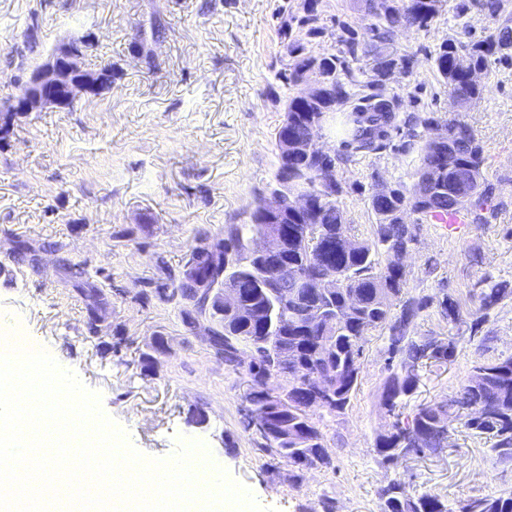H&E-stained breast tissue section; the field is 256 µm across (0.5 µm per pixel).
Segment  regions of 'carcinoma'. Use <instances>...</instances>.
<instances>
[{"instance_id": "obj_1", "label": "carcinoma", "mask_w": 512, "mask_h": 512, "mask_svg": "<svg viewBox=\"0 0 512 512\" xmlns=\"http://www.w3.org/2000/svg\"><path fill=\"white\" fill-rule=\"evenodd\" d=\"M410 2L416 27H428L438 13L439 0ZM366 6L377 20L372 38L367 40L355 30L345 29L338 51L323 60V74L331 85L328 97L320 101H310L300 94L288 98L283 120L275 129V147H280L286 138L301 141L312 136L320 115L340 107L348 108L344 120L346 149L328 157L326 163L338 167L353 156L379 153L390 147L392 132L400 131L405 101L396 93L384 94L379 78L360 83L354 65L370 57L385 76L395 69L409 73L413 57L390 50L393 36L403 23L401 9L387 6L383 0H366ZM472 9L490 21L486 34L470 42L445 40L432 56L436 72L462 104L480 98L481 89L460 67V61L465 59L470 68L483 72L507 58L509 51L504 46L512 44V13L507 11L504 0L460 3L461 12ZM295 27L308 36L324 33L320 14L314 9L308 16L293 15L282 22L279 35L289 64L278 73V79L292 87L298 85L311 64L303 43L291 38ZM404 125L407 146L417 137L420 127L445 128L453 148L448 155V170L423 190L415 182L410 187L394 186L387 197L371 195L369 209L374 224L370 238L344 249L341 240L350 227L341 207L342 182L338 180L336 185L324 188L314 173L318 159L300 153L285 157L278 152L268 192L281 190L280 173L286 169L288 177L302 180L312 197L309 210L290 209L279 225L288 240V251L279 261L269 264L253 256L254 236L265 223L264 195L260 193L253 200L250 223L225 225L221 238L198 231L183 268L176 273L161 268L164 278L154 288L159 300L175 303L189 329H195L201 319L214 325L210 348L221 355L225 365L236 368V352L253 351L254 361L248 365L251 385L243 395L244 410L248 419L257 418L270 426L263 433L256 432L259 451L288 464L296 483L304 471L331 464L329 456L321 453L324 435L310 410L320 407L333 416L345 411L360 382L367 337L376 330L383 333L389 371L381 386L379 403L393 418L387 431L375 440L379 463L395 465L412 452H424L422 448L403 447V441L430 433L454 414L464 418V425L473 434L492 442V451L500 463L512 464V354L474 361L468 376L483 374L479 387L473 388L465 380L445 400L419 405L408 414L403 412L418 384L419 368L432 359L437 364L446 363L455 357L457 349L456 340L450 337L441 356H430L427 337L414 332L422 312L434 304L444 320L466 325L474 336L488 321L490 312L512 298V282L489 276L478 281L465 310L453 294L433 297L407 291V271L395 254L409 232L405 214H414V223L419 225L462 212L470 223L486 224L496 218L497 205L492 187L485 182L483 146L467 123L456 118L442 121L432 112H413ZM440 154L441 148L435 142L425 140L420 148L418 172L441 164ZM459 176L471 183L473 196L467 204H459L450 196ZM63 267L85 303L88 333L97 339L106 321L105 294L86 265L65 262ZM289 270L307 277L331 272L335 274L336 287L326 296L316 288H300L295 303L281 305L282 292L295 288L287 276ZM226 278L237 288L243 309H264L270 312V321L260 322L247 313L231 315L227 311L216 317L207 302V293ZM352 296L357 306L348 316L344 308ZM278 377L284 378V383L275 393L269 382ZM319 379L331 387L330 394L323 395L321 406L314 403L320 394ZM378 495L386 500L385 512H512L511 490L470 497L461 501L455 511L436 496L411 494L405 479L399 476L380 488Z\"/></svg>"}]
</instances>
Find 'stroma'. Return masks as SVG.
Masks as SVG:
<instances>
[{
	"mask_svg": "<svg viewBox=\"0 0 512 512\" xmlns=\"http://www.w3.org/2000/svg\"><path fill=\"white\" fill-rule=\"evenodd\" d=\"M304 1L0 0L1 106L72 40H85L86 68H112V88L101 96L15 115L0 130V331L23 330L97 392L102 412L138 452L167 459L180 440L202 441L211 471L225 472L270 512H311L325 496L335 499L336 512H380L379 488L399 475L412 494L437 496L452 508L510 491L512 465L499 463L490 442L460 420L450 425L448 448L380 464L374 442L390 418L379 404L387 370L375 335L350 404L321 423L331 466L306 471L298 483L283 463L267 473L269 455L241 424L245 369L225 367L173 305L142 297L159 265L181 269L196 230L215 236L225 225L248 223L255 195L272 182L274 132L295 93L276 78L287 61L280 12L297 13ZM312 2L325 31L301 41L314 55L336 52L342 24L364 33L376 22L362 0ZM460 2L440 0L428 29L395 33L394 48L414 63L411 73L393 71L387 84L408 111L463 120L483 145L496 219L453 234L421 225L404 260L409 292H449L465 301L484 275L512 281V61L480 74L479 99L456 103L431 55L443 39L465 42L489 25L478 12L461 13ZM137 40L153 51L155 69L132 53ZM419 164L418 148L396 145L341 165L342 206L354 237L371 235L375 185H412ZM21 240L39 245L38 268L18 260ZM66 260L98 272L108 334L128 341L120 353L88 339L84 305L62 269ZM416 332L456 337L457 353L421 369L412 408L447 398L474 360L512 353V300L492 312L481 334H459L434 306ZM156 336L168 351L153 372L141 374L139 357ZM195 406L205 408V425L187 423Z\"/></svg>",
	"mask_w": 512,
	"mask_h": 512,
	"instance_id": "1",
	"label": "stroma"
}]
</instances>
